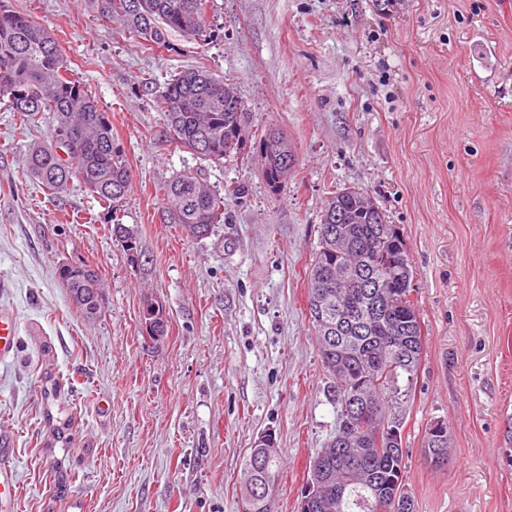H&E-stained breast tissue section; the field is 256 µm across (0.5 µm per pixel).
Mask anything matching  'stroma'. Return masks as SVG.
I'll return each mask as SVG.
<instances>
[{
	"label": "stroma",
	"instance_id": "stroma-1",
	"mask_svg": "<svg viewBox=\"0 0 512 512\" xmlns=\"http://www.w3.org/2000/svg\"><path fill=\"white\" fill-rule=\"evenodd\" d=\"M55 39L112 121L132 176L120 219L83 184L55 196L25 179L28 145L0 102V313L16 320L0 359V445L12 448L19 512H241L243 463L272 431L278 512H298L337 408L306 302L307 267L333 192L356 187L404 234L423 353L401 423L415 512H512V0H210L209 38L146 49L89 0H10ZM203 68L235 84L249 135L199 162L168 133L163 82ZM295 146L271 192L261 135ZM200 170L228 199L195 240L168 223L163 187ZM84 260L105 283L90 322L59 280ZM159 305L165 336L143 313ZM60 384L55 405L45 374ZM73 417L51 444L47 415ZM448 427L444 465L422 453ZM422 447L425 457L433 454L431 448H444V450H447L448 427L444 423L440 424L439 421L431 424L425 431Z\"/></svg>",
	"mask_w": 512,
	"mask_h": 512
}]
</instances>
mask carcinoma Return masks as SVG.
Instances as JSON below:
<instances>
[{
  "instance_id": "cac0c4a2",
  "label": "carcinoma",
  "mask_w": 512,
  "mask_h": 512,
  "mask_svg": "<svg viewBox=\"0 0 512 512\" xmlns=\"http://www.w3.org/2000/svg\"><path fill=\"white\" fill-rule=\"evenodd\" d=\"M102 17L119 20L128 34L147 48L167 44L171 34L204 41L208 0H90ZM7 100L27 123L51 115L50 141L30 146L26 174L53 195L67 191L74 179L100 202L122 206L131 186V174L115 146L112 122L96 101L74 78L73 70L58 44L30 15L0 0V100ZM164 124L178 143L206 161H219L240 150L245 136V104L237 87L206 70L190 69L167 79L156 100ZM82 127L83 140L66 145L57 129L64 122ZM268 143L259 145V156L267 186L281 188L283 150L296 158L295 146L280 131L268 132ZM242 194L230 183L224 195L212 192L196 173L185 171L163 188L167 213L192 239L196 230L211 233L224 223L225 201ZM348 218L343 248L358 258L347 269V281L339 286L341 313L332 329L320 320L315 302L314 278L331 285L341 277L335 242L328 229L336 228V213ZM402 268L390 277L385 270L397 257ZM59 277L74 305L94 321L102 314V278L87 261L59 265ZM414 271L400 228L378 222L363 210L357 197L336 193L327 202L319 225L318 245L307 270V309L315 330L324 369L331 379L336 401L337 429L343 424L353 401L375 405L376 417L351 422L348 432L366 442L367 476L353 477L352 461L331 439L318 453L323 468L310 512H394L391 497L404 492L405 462L400 422L392 417L388 398L397 393L399 378L406 386L416 378L422 349V327L411 298ZM448 448V427L435 422L425 431L423 453ZM277 446H254L244 463L245 486L261 490L265 481L277 484Z\"/></svg>"
}]
</instances>
